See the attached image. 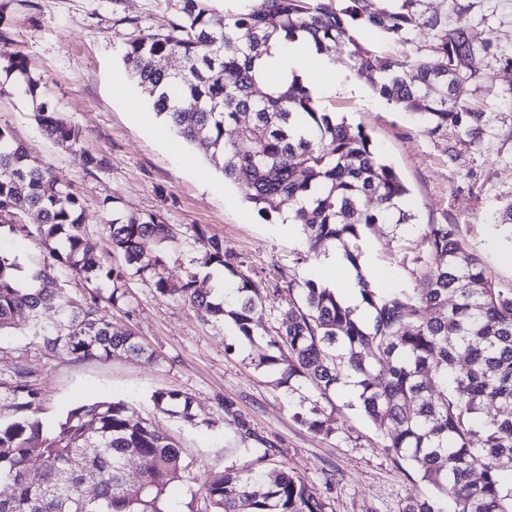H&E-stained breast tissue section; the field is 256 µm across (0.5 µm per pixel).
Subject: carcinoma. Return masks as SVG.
<instances>
[{"mask_svg": "<svg viewBox=\"0 0 512 512\" xmlns=\"http://www.w3.org/2000/svg\"><path fill=\"white\" fill-rule=\"evenodd\" d=\"M179 22L164 33L130 39L122 61L143 90L148 105L189 143L224 156V177L238 184L258 213L273 203L288 204V221L302 226L308 249L339 246L356 263L359 242L380 224L399 230L411 220L401 207L408 190L384 162L360 127L336 121L302 82L265 85L260 70L272 54V36H309L318 49L329 42L351 47L357 75L388 101L407 102L434 135L450 127L482 143L490 113L468 104L479 60L490 42L469 33L468 7L459 0H242L236 11L219 12L211 0H176ZM370 25L401 47L381 59L351 34ZM236 46L224 55V46ZM177 56L182 69L166 61ZM7 73L23 77L21 94L35 101L36 120L46 134L69 146L87 167L98 159L82 148V134L37 101L38 82L22 60L0 52ZM190 106H184L185 101ZM234 125L236 138L224 139ZM37 210L42 223L25 216ZM15 240L39 238L57 244L50 255L92 285L81 301L63 288L55 266L43 262L38 287L13 279L17 256L0 250V334L26 311L31 335L42 346L76 359L113 355L143 357L147 349L130 332L117 333L102 303L125 296L126 279L148 278L155 291L184 301L207 322L229 317L237 336L254 342L267 289L243 270L224 242L208 240L204 263L224 268L234 281V308L212 298L195 277L171 281L159 273L165 248L176 231L161 217L129 216L108 224L114 266L87 244L83 206L57 176L35 164L25 146L0 126V232ZM411 274L428 282L422 292H386L365 276L357 286L370 311L366 321L344 306L333 289L311 278L291 280L288 316L267 334L259 365L298 378L314 398L297 413L315 433H330L321 402L343 379L358 377V400L382 435L383 448L416 470L420 480L453 504V512H512V486L500 458L512 457V288L489 279L480 257L460 238L455 224H429L411 241ZM454 304L448 305V298ZM450 306L444 313L442 309ZM53 309L59 319L40 321ZM466 365L458 366L459 355ZM14 420L0 423V512H169V487L183 481V450L139 417L124 401H98L72 408L45 424L38 417L43 398L35 372L16 365L6 382ZM155 408L192 420L191 398L166 390L152 395ZM488 406L495 415L484 416ZM245 445L274 448L235 402L224 399ZM137 466L129 465L130 459ZM480 462V477L473 464ZM92 484L94 498L82 494ZM211 512H325V503L294 472L227 468L207 483ZM401 512H442L437 502L411 496Z\"/></svg>", "mask_w": 512, "mask_h": 512, "instance_id": "cac0c4a2", "label": "carcinoma"}]
</instances>
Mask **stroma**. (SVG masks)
I'll list each match as a JSON object with an SVG mask.
<instances>
[{"instance_id":"35a3bbf8","label":"stroma","mask_w":512,"mask_h":512,"mask_svg":"<svg viewBox=\"0 0 512 512\" xmlns=\"http://www.w3.org/2000/svg\"><path fill=\"white\" fill-rule=\"evenodd\" d=\"M469 5L472 34L491 41L483 56L470 103L492 112L483 145L455 130L423 132L414 111L389 102L360 78L347 49L328 44L342 75L319 96L322 108L369 134L409 189L405 208L412 216L403 237L430 224H454L480 255L487 276L512 288V226L499 213L512 201V87L502 77L505 53L512 52V0H462ZM168 0H0V30L8 53L22 58L38 81L44 101L79 128L84 150L100 164L85 167L78 155L48 139L36 123L30 99L14 94L12 77L0 71V126L9 128L42 167L68 183L84 206L89 244L110 252L106 230L115 217L155 214L172 224L178 240L168 248L165 277L196 274L210 281L202 265L206 239L217 238L236 253L254 279L272 289L258 318L267 330L279 327L288 308L285 288L306 277L316 258L300 225L286 212L262 216L225 179L221 155L177 136L164 121L146 129L135 115L147 111L146 97L132 87L117 97L114 81L133 32H166L178 21ZM388 227L369 233L363 244L366 270L384 271L385 289L426 288L411 275V256ZM126 300L107 307L112 326L131 331L148 357L75 359L45 351L28 333L26 313L16 329L0 335V373L23 363L36 373L43 393L40 418L53 422L73 407L121 399L140 417L174 438L189 465V480L169 493L172 512H205L209 475L228 467L260 470L284 466L300 476L325 504V512H401L411 495L431 497L407 464L388 455L375 425L361 411L356 393L339 388L327 408L333 431L316 434L297 419L310 390L302 381L281 384L279 372L261 367L266 341L237 339L231 322L202 321L184 302L160 296L151 282L130 277ZM233 350H226V343ZM164 389L192 399V421L157 410L151 395ZM275 443L271 457L242 445L222 399Z\"/></svg>"}]
</instances>
